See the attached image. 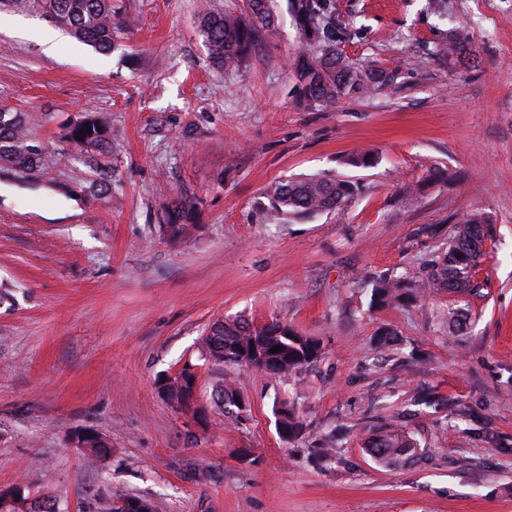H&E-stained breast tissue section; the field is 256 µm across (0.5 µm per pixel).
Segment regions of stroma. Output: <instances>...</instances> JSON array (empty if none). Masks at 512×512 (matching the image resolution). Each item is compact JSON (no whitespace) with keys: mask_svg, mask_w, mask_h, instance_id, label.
Wrapping results in <instances>:
<instances>
[{"mask_svg":"<svg viewBox=\"0 0 512 512\" xmlns=\"http://www.w3.org/2000/svg\"><path fill=\"white\" fill-rule=\"evenodd\" d=\"M114 2L132 26L108 54L41 12L0 10V105L42 149L34 174L0 175V490L63 512H110L119 495L156 512H512V0H335L342 52L396 78L330 111L298 101L287 0L229 72L208 58L201 14L248 0ZM447 37L464 53L436 57ZM88 113L112 129L105 195L66 138ZM356 151L377 164L347 165ZM314 174L358 192L273 220L267 187ZM180 196L196 211L174 241ZM472 213L489 221L477 293L373 304L374 280L426 279ZM236 319L280 322L325 353L286 377L203 361L211 326ZM383 327L397 334L385 349ZM188 362L199 387L186 413L157 382ZM226 379L242 420L215 406ZM284 404L303 424L287 443ZM390 423L418 461L366 453ZM79 429L111 456L88 459L70 442ZM329 438L335 455L314 460Z\"/></svg>","mask_w":512,"mask_h":512,"instance_id":"35a3bbf8","label":"stroma"}]
</instances>
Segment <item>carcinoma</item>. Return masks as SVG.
<instances>
[{
	"label": "carcinoma",
	"instance_id": "carcinoma-1",
	"mask_svg": "<svg viewBox=\"0 0 512 512\" xmlns=\"http://www.w3.org/2000/svg\"><path fill=\"white\" fill-rule=\"evenodd\" d=\"M0 8L15 10L38 9L44 16L61 26L75 38L86 42L100 53L112 51L118 34L130 27L121 18L114 0H0ZM289 10L302 36L303 55L296 65L300 99L312 108L329 109L345 96L362 93L370 84L385 85L394 74L381 68L359 69L344 55L337 43L342 28L336 24L334 0H289ZM275 17L269 0H249L245 15L233 12H206L201 19V33L208 56L219 70H230L245 62L257 43L260 33L271 28ZM91 130H85V127ZM70 144L80 153L96 160L98 155L111 152V139L105 122L88 117L68 133ZM41 149L29 143L22 113L0 107V167L32 174L39 166ZM357 187L349 180L328 176H306L271 184L267 195L273 216L285 223L312 218L335 210L347 203ZM194 204L178 199L172 204L170 236H179L185 228L181 220L193 212ZM487 219L471 214L454 226L448 238V251L435 265L428 280L420 284L406 277L383 278L372 288L373 303L380 307L393 306L423 292V288H445L453 292H471L472 272L484 256ZM250 325L236 320L216 323L203 340L204 360L214 366L233 362L224 355V347L236 344L249 332ZM268 347H280L268 352L264 363L255 364L266 374L290 375L317 363L323 349L320 341L284 330L277 322L267 329ZM72 443L85 448L94 458L112 453V443L97 437L89 445L81 431L71 436ZM366 452L385 466H402L418 459L419 446L404 430L391 424L367 437Z\"/></svg>",
	"mask_w": 512,
	"mask_h": 512
}]
</instances>
